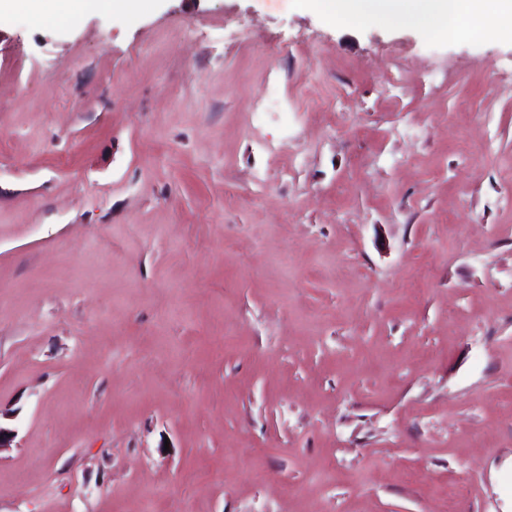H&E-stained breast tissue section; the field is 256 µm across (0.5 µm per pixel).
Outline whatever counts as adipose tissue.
I'll use <instances>...</instances> for the list:
<instances>
[{
	"instance_id": "ef3b65f1",
	"label": "adipose tissue",
	"mask_w": 512,
	"mask_h": 512,
	"mask_svg": "<svg viewBox=\"0 0 512 512\" xmlns=\"http://www.w3.org/2000/svg\"><path fill=\"white\" fill-rule=\"evenodd\" d=\"M332 25L375 19L433 37L512 39V0H301ZM154 0H0V20L28 15L44 22L75 19L95 8L113 15L149 11Z\"/></svg>"
}]
</instances>
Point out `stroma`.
Returning a JSON list of instances; mask_svg holds the SVG:
<instances>
[{
  "label": "stroma",
  "mask_w": 512,
  "mask_h": 512,
  "mask_svg": "<svg viewBox=\"0 0 512 512\" xmlns=\"http://www.w3.org/2000/svg\"><path fill=\"white\" fill-rule=\"evenodd\" d=\"M0 412V512H512V44L0 26Z\"/></svg>",
  "instance_id": "stroma-1"
}]
</instances>
